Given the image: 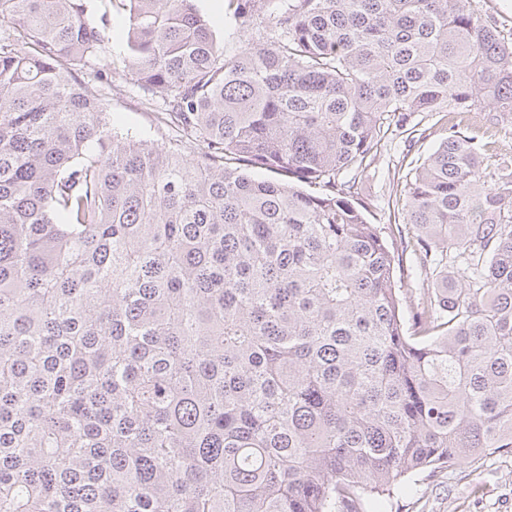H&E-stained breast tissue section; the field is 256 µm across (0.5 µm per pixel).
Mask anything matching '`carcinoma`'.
<instances>
[{
    "instance_id": "cac0c4a2",
    "label": "carcinoma",
    "mask_w": 512,
    "mask_h": 512,
    "mask_svg": "<svg viewBox=\"0 0 512 512\" xmlns=\"http://www.w3.org/2000/svg\"><path fill=\"white\" fill-rule=\"evenodd\" d=\"M0 0V512H389L512 451V156L402 177L433 287L357 186L416 112L512 114L476 0ZM181 141L114 126L113 73ZM90 74L95 88L79 79ZM252 170L276 174L257 178ZM90 3L100 14L106 13L108 27L112 31L109 51L112 50V57L118 59L126 46L129 16L126 6L118 0H92ZM195 3L199 12L208 20L214 39L227 52H232L254 36L237 30L224 0H196Z\"/></svg>"
}]
</instances>
